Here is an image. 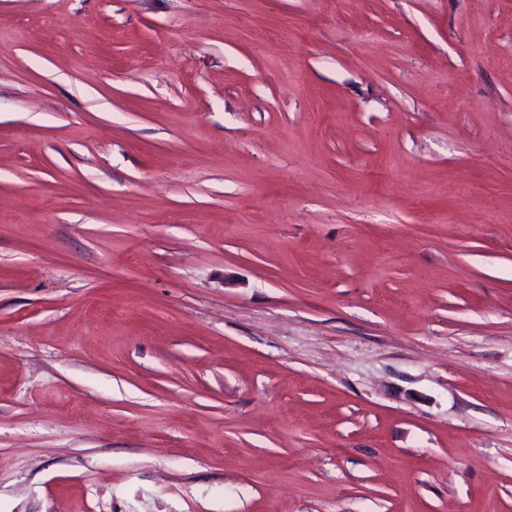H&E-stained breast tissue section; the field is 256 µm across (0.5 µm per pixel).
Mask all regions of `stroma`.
Instances as JSON below:
<instances>
[{"instance_id": "1", "label": "stroma", "mask_w": 512, "mask_h": 512, "mask_svg": "<svg viewBox=\"0 0 512 512\" xmlns=\"http://www.w3.org/2000/svg\"><path fill=\"white\" fill-rule=\"evenodd\" d=\"M0 512H512V0H0Z\"/></svg>"}]
</instances>
